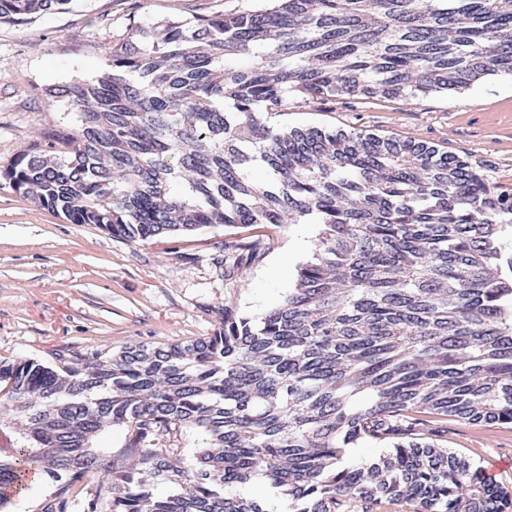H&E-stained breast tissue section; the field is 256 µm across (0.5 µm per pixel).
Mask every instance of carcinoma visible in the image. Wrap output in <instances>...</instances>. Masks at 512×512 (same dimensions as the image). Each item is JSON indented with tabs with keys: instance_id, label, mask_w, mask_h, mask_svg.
<instances>
[{
	"instance_id": "carcinoma-1",
	"label": "carcinoma",
	"mask_w": 512,
	"mask_h": 512,
	"mask_svg": "<svg viewBox=\"0 0 512 512\" xmlns=\"http://www.w3.org/2000/svg\"><path fill=\"white\" fill-rule=\"evenodd\" d=\"M71 0H0V23ZM107 69L44 89L78 131L52 135L0 175L72 224L128 241L216 225L319 224L312 259L257 323L224 311L186 343L123 348L79 366L0 363V512L30 474L105 489L104 512H270L227 492L261 481L293 512L344 499L411 512H506L512 495L428 440L433 418L512 424V279L501 275L512 190L472 163L398 136L263 117L311 102L461 91L512 76L503 0H264L248 12L142 20ZM247 58L251 65H228ZM127 429L119 458L92 450ZM206 445L178 465L187 431ZM373 440L386 452L340 466ZM148 467L152 483L140 476ZM166 493L159 495L154 486ZM411 506L404 502H393L388 499H368L360 496L347 498L341 512H408Z\"/></svg>"
}]
</instances>
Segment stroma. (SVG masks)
Returning <instances> with one entry per match:
<instances>
[{"instance_id": "1", "label": "stroma", "mask_w": 512, "mask_h": 512, "mask_svg": "<svg viewBox=\"0 0 512 512\" xmlns=\"http://www.w3.org/2000/svg\"><path fill=\"white\" fill-rule=\"evenodd\" d=\"M256 0H72L68 9L0 24V167L41 133L75 130L66 100L45 87L95 77L104 51L132 19H192L243 12ZM279 126H327L394 135L470 161L498 188L512 189V78L464 93L395 100H288ZM316 224L214 226L145 242L72 224L17 194L0 178V361L79 363L125 346H163L213 335L221 310L252 319L279 305L310 260ZM260 254L238 263L241 244ZM429 433L512 492V424L432 420Z\"/></svg>"}]
</instances>
